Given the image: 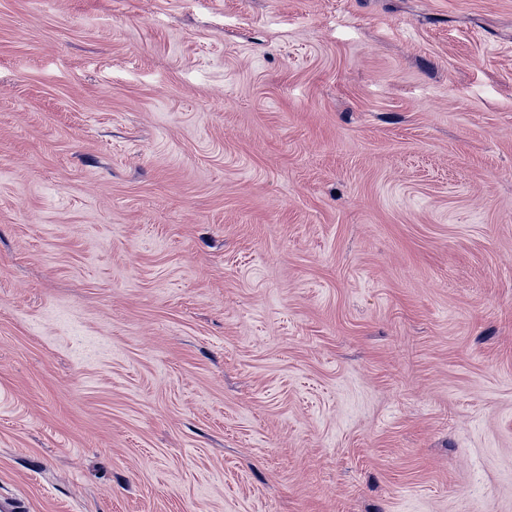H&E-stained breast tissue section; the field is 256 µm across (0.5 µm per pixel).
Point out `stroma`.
Returning <instances> with one entry per match:
<instances>
[{"mask_svg":"<svg viewBox=\"0 0 512 512\" xmlns=\"http://www.w3.org/2000/svg\"><path fill=\"white\" fill-rule=\"evenodd\" d=\"M512 512V0H0V495Z\"/></svg>","mask_w":512,"mask_h":512,"instance_id":"obj_1","label":"stroma"}]
</instances>
